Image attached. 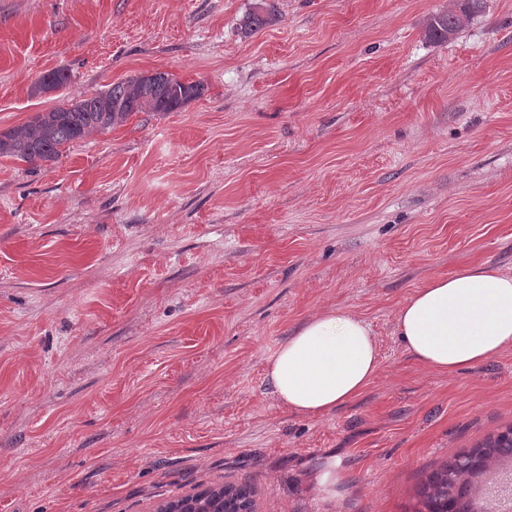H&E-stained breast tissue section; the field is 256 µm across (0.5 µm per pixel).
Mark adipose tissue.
Wrapping results in <instances>:
<instances>
[{
    "label": "adipose tissue",
    "mask_w": 512,
    "mask_h": 512,
    "mask_svg": "<svg viewBox=\"0 0 512 512\" xmlns=\"http://www.w3.org/2000/svg\"><path fill=\"white\" fill-rule=\"evenodd\" d=\"M396 331L417 362L444 373L512 349V276L480 266L428 280L400 306ZM379 369L376 339L357 314L328 308L297 327L267 361L274 396L303 417L358 397Z\"/></svg>",
    "instance_id": "1"
}]
</instances>
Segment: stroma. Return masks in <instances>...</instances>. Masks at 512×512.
I'll return each instance as SVG.
<instances>
[{
	"instance_id": "stroma-1",
	"label": "stroma",
	"mask_w": 512,
	"mask_h": 512,
	"mask_svg": "<svg viewBox=\"0 0 512 512\" xmlns=\"http://www.w3.org/2000/svg\"><path fill=\"white\" fill-rule=\"evenodd\" d=\"M0 0V131L132 76L203 81L36 167L0 157V512H158L249 483L255 512H419L427 477L512 426V350L443 374L400 304L512 275V0ZM71 81L34 96L54 70ZM329 306L380 369L318 418L268 358ZM270 0L261 1L255 9L249 11L243 20L245 30L256 32L265 27L273 19L276 12V6L273 3H267ZM265 4V5H263ZM483 5L484 0H464L459 7L429 16L425 37L437 43H447L469 22L474 13L481 11Z\"/></svg>"
}]
</instances>
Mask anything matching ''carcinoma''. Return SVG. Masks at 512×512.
Wrapping results in <instances>:
<instances>
[{
	"mask_svg": "<svg viewBox=\"0 0 512 512\" xmlns=\"http://www.w3.org/2000/svg\"><path fill=\"white\" fill-rule=\"evenodd\" d=\"M483 5L484 0H462L454 9L429 16L425 37L437 43L448 42ZM275 12L273 3L258 6L246 14L243 26L256 32L269 24ZM69 79L67 72L55 70L35 82L32 90H57ZM206 91L204 82L181 81L168 72L134 76L38 112L29 121L0 131V157L49 165L59 159L62 147L69 143L109 131L136 112H173ZM507 461L512 462L511 427L489 436L471 451L456 455L434 472L421 491L423 512H494L489 507H478L482 483ZM158 512H254L253 490L247 484L210 487L169 501Z\"/></svg>",
	"mask_w": 512,
	"mask_h": 512,
	"instance_id": "carcinoma-1",
	"label": "carcinoma"
}]
</instances>
